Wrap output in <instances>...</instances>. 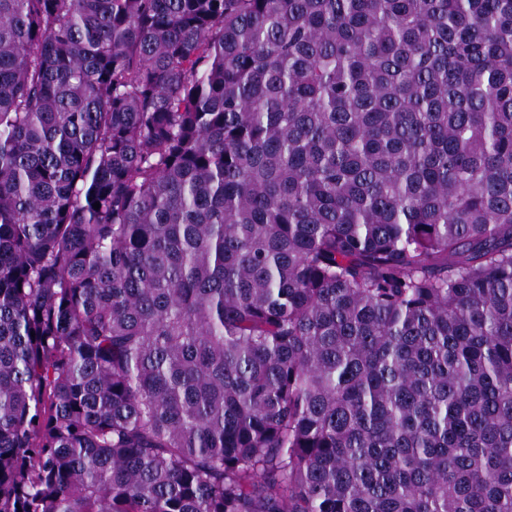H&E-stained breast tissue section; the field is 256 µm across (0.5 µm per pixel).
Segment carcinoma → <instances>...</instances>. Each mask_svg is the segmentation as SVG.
<instances>
[{
    "mask_svg": "<svg viewBox=\"0 0 512 512\" xmlns=\"http://www.w3.org/2000/svg\"><path fill=\"white\" fill-rule=\"evenodd\" d=\"M0 512H512V0H0Z\"/></svg>",
    "mask_w": 512,
    "mask_h": 512,
    "instance_id": "carcinoma-1",
    "label": "carcinoma"
}]
</instances>
